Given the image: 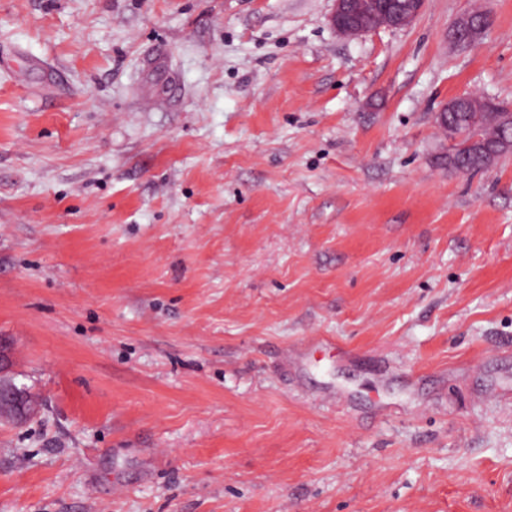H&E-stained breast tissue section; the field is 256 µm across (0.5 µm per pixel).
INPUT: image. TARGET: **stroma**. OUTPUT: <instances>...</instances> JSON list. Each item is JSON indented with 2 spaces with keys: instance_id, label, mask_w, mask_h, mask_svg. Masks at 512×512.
Segmentation results:
<instances>
[{
  "instance_id": "35a3bbf8",
  "label": "stroma",
  "mask_w": 512,
  "mask_h": 512,
  "mask_svg": "<svg viewBox=\"0 0 512 512\" xmlns=\"http://www.w3.org/2000/svg\"><path fill=\"white\" fill-rule=\"evenodd\" d=\"M332 7L0 0V512H512V0ZM378 1L395 0H334L330 22L342 37L353 39L381 28H405L416 20L425 4V0H404L398 5ZM489 25L490 17L485 12L464 14L453 28L452 39L457 46L468 47L486 33ZM488 103L492 107L496 106L497 109L489 108L486 105L485 99L474 97L471 94L460 95L444 107L437 117L439 124L444 127L446 132L448 131V140L456 143L461 141L463 137L458 132V128L455 124L448 123L447 116L450 117L451 114L460 116V114L448 113V108L455 109L458 112H470L461 115L462 117L457 121V125L460 126V130L465 134L464 141L473 136L466 142L465 146L471 153L481 156L486 166L494 162L503 151L509 150L512 147L511 129L508 133H503L500 138L492 144L487 143L480 136H474L482 135L490 140L499 137L498 129L495 126L485 123L483 115L477 112H507L500 114L498 117L505 123H510L511 121V114L508 113L511 112V110L506 107H499L497 106L499 104L491 100H488ZM451 150L454 152V157L460 162L458 164L460 172H475L485 167L479 158L471 154H466L465 150L458 149L456 146L452 147ZM23 403L24 394L19 389L10 385L0 387V411L25 418Z\"/></svg>"
}]
</instances>
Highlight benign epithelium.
<instances>
[{
  "label": "benign epithelium",
  "instance_id": "7a95c632",
  "mask_svg": "<svg viewBox=\"0 0 512 512\" xmlns=\"http://www.w3.org/2000/svg\"><path fill=\"white\" fill-rule=\"evenodd\" d=\"M425 0H404V3L381 5L378 0H334L330 22L336 32L344 38H357L381 28L400 29L411 25L423 10ZM490 17L487 13H468L461 16L452 31V39L459 47H468L477 42L487 31ZM458 112H489L486 100L471 94L460 95L438 114V122L448 131V140L459 142L462 135L454 124L448 123V110ZM471 153L483 158L490 165L498 156L512 148V131L504 133L490 144L479 136L466 142ZM24 394L14 386L0 387V411L16 417H26Z\"/></svg>",
  "mask_w": 512,
  "mask_h": 512
}]
</instances>
